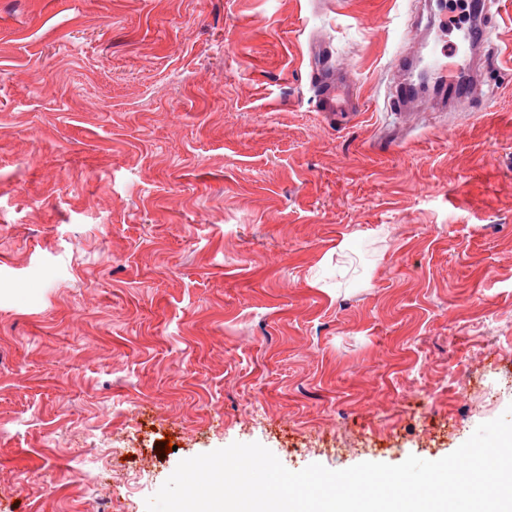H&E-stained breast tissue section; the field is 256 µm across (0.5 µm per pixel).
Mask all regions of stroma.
<instances>
[{"label":"stroma","mask_w":512,"mask_h":512,"mask_svg":"<svg viewBox=\"0 0 512 512\" xmlns=\"http://www.w3.org/2000/svg\"><path fill=\"white\" fill-rule=\"evenodd\" d=\"M416 2L0 0V512H146L235 442L438 460L512 405V0L483 111L405 114ZM312 79L319 91L322 112L337 122H349L356 115L359 96L345 68L318 58Z\"/></svg>","instance_id":"1"}]
</instances>
